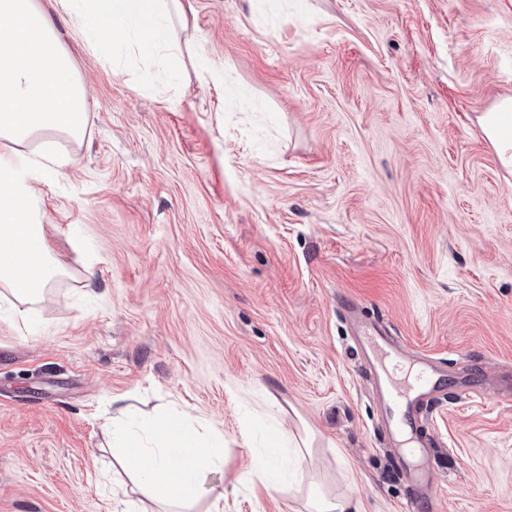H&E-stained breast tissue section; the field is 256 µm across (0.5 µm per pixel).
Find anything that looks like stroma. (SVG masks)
Returning <instances> with one entry per match:
<instances>
[{"mask_svg":"<svg viewBox=\"0 0 512 512\" xmlns=\"http://www.w3.org/2000/svg\"><path fill=\"white\" fill-rule=\"evenodd\" d=\"M184 4L179 76L134 83L50 12L91 93L38 201L65 273L0 317V512H158L117 396L223 436L194 512H403L346 301L466 385L419 414L440 512H512V175L478 125L512 96V0ZM269 448L287 492L252 476Z\"/></svg>","mask_w":512,"mask_h":512,"instance_id":"obj_1","label":"stroma"}]
</instances>
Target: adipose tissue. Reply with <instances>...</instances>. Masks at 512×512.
Segmentation results:
<instances>
[{
  "label": "adipose tissue",
  "mask_w": 512,
  "mask_h": 512,
  "mask_svg": "<svg viewBox=\"0 0 512 512\" xmlns=\"http://www.w3.org/2000/svg\"><path fill=\"white\" fill-rule=\"evenodd\" d=\"M75 31L113 59L155 58L177 70L174 23L186 22L183 0H65ZM88 94L61 46L40 0H0V289L21 302L50 290L62 269L51 255L35 209L33 182L58 173V137L80 140ZM499 164L512 173V98L479 119ZM39 149H30V142ZM121 465L170 512H188L206 469L223 461L217 436L187 428L174 417L155 418L129 436L112 425Z\"/></svg>",
  "instance_id": "adipose-tissue-1"
}]
</instances>
